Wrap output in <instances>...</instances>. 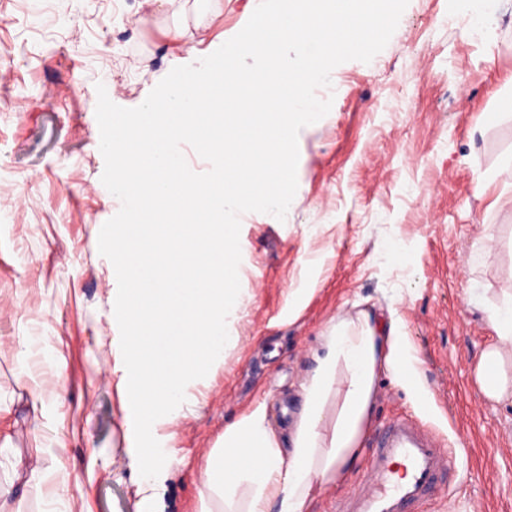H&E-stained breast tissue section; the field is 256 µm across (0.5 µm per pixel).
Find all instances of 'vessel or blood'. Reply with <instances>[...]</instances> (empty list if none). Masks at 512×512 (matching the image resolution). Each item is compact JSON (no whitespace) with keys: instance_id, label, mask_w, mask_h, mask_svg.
I'll use <instances>...</instances> for the list:
<instances>
[{"instance_id":"vessel-or-blood-1","label":"vessel or blood","mask_w":512,"mask_h":512,"mask_svg":"<svg viewBox=\"0 0 512 512\" xmlns=\"http://www.w3.org/2000/svg\"><path fill=\"white\" fill-rule=\"evenodd\" d=\"M455 456L413 420L395 419L376 440L362 484L337 512H420L445 487Z\"/></svg>"}]
</instances>
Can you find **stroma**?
Segmentation results:
<instances>
[{"instance_id":"obj_1","label":"stroma","mask_w":512,"mask_h":512,"mask_svg":"<svg viewBox=\"0 0 512 512\" xmlns=\"http://www.w3.org/2000/svg\"><path fill=\"white\" fill-rule=\"evenodd\" d=\"M249 9L0 0V482L15 487L11 512H142L117 292L98 251L121 203L101 181L96 87L140 105L173 67L238 33ZM482 11L483 0H409L384 50L340 64L318 89L333 104L299 132L285 220L240 217L238 343L158 429V512H197L205 457L257 407L288 445L324 336L362 310L395 316L421 382L380 377L359 463L318 491L313 512H336L399 417L460 450L423 512H512V400L487 399L473 376L495 341L491 311L512 298V0ZM175 27L189 39L171 40Z\"/></svg>"}]
</instances>
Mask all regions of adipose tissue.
Here are the masks:
<instances>
[{"instance_id":"obj_1","label":"adipose tissue","mask_w":512,"mask_h":512,"mask_svg":"<svg viewBox=\"0 0 512 512\" xmlns=\"http://www.w3.org/2000/svg\"><path fill=\"white\" fill-rule=\"evenodd\" d=\"M492 325L497 341L481 351L474 373L484 395L501 401L512 396L504 354L512 347V299ZM415 362L395 324L367 312L336 322L303 386L291 448L281 447L263 410L243 415L201 467L199 512H309L315 484L337 482L357 463L381 372L412 384Z\"/></svg>"}]
</instances>
